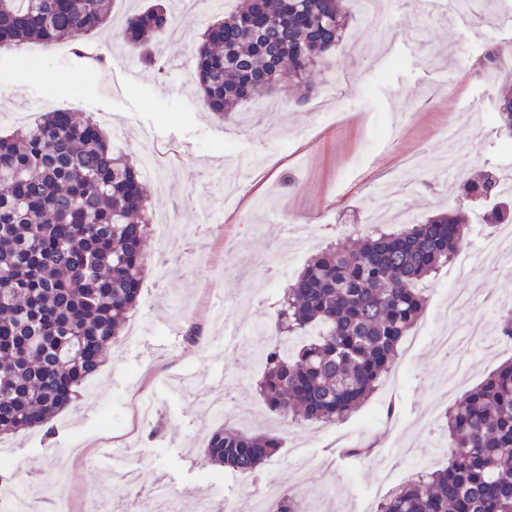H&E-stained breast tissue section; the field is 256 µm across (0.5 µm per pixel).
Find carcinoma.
<instances>
[{
	"instance_id": "1",
	"label": "carcinoma",
	"mask_w": 512,
	"mask_h": 512,
	"mask_svg": "<svg viewBox=\"0 0 512 512\" xmlns=\"http://www.w3.org/2000/svg\"><path fill=\"white\" fill-rule=\"evenodd\" d=\"M113 0H0V50L35 41L85 48ZM347 0H238L209 24L195 56L205 106L224 119L288 84L308 98L343 42ZM172 25L157 3L128 15L121 40L136 51ZM494 121L512 137V84ZM499 199L494 224L512 223V195L483 168L459 203L423 224L367 235L312 258L277 311L264 345L260 395L283 418L334 422L368 399L426 306L421 284L464 246L465 203ZM146 185L99 126L69 111L0 137V435L45 426L83 396L136 307L147 272ZM445 465L393 490L377 512H512V359L467 390L446 416ZM272 433L212 428L206 458L250 474L275 455ZM18 483L0 463V488Z\"/></svg>"
}]
</instances>
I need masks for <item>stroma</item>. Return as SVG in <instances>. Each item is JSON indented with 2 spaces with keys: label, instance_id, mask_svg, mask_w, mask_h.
<instances>
[{
  "label": "stroma",
  "instance_id": "obj_1",
  "mask_svg": "<svg viewBox=\"0 0 512 512\" xmlns=\"http://www.w3.org/2000/svg\"><path fill=\"white\" fill-rule=\"evenodd\" d=\"M149 0H114L112 23L88 41L109 66L92 74L75 55L34 54L22 45L0 54V136L32 124L43 113L65 109L100 120L111 144L144 166L147 151L168 167L164 187L149 185V212L168 213L182 233H193L204 217L214 223L195 235L192 246L177 239L146 241L148 264L165 259L163 281L146 275L137 307L122 336L107 353L88 386L93 393L50 421L48 428L9 436L7 453L27 474L31 512H53L41 485L60 470L68 475L72 512H88L87 494L104 490L115 508L128 493L124 474L139 468L142 491L158 481L190 512L195 498H210L217 510L245 512L255 491L272 485L286 493L300 465L295 443L320 462L309 480L321 512H374L393 489L441 468L448 437L442 419L454 399L442 384L462 356L460 349L436 358L428 343L411 356H397L402 374L388 373L355 413L331 424L289 423L271 412L256 383L262 374L252 345L224 350L210 320L212 294L230 304L239 323L262 326L274 340V314L283 290L303 264L329 242H353L377 224H418L441 205L454 202L459 180L476 166H512L505 147L511 139L495 125L466 126L467 151L453 155V178L432 166L444 144L441 132L463 110L494 107L498 75L484 76L481 60L493 45L512 47V0H472L468 9L445 18L424 9L421 0H392L383 28L362 17L350 20L344 42L316 79L310 100L338 84L337 114L326 118L297 102L290 92L243 104L226 120L207 110L192 78L195 48L205 30L195 11L182 10L173 28L150 42L158 65L138 52L120 53L115 36L126 14ZM35 57L36 70L20 78L18 64ZM80 83L66 96L64 84ZM419 154L415 171H402L405 154ZM264 162L263 180L245 181V195L224 203V174L239 155ZM405 179L393 195L381 181ZM465 245L454 265L474 267V275L451 276L442 268L427 291L418 327L439 331L448 325V305H470L458 316L487 320L488 333L470 346L471 363L457 390L481 382L512 358L502 343L497 318L512 302V268L483 269L478 243L490 232L483 204L471 206ZM306 224L308 240L287 244L283 223ZM359 225V234L348 233ZM291 247L298 263L269 278L266 258ZM199 328L187 341L184 320ZM153 416L143 421L141 408ZM252 433L273 430L282 439L261 478L205 465L209 429L217 421ZM123 448L119 459L101 456L106 447Z\"/></svg>",
  "mask_w": 512,
  "mask_h": 512
}]
</instances>
